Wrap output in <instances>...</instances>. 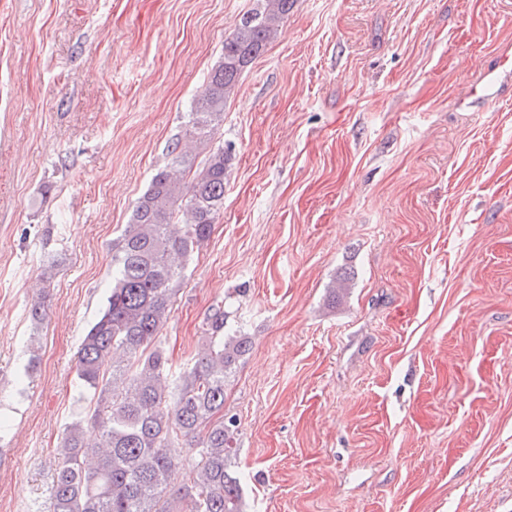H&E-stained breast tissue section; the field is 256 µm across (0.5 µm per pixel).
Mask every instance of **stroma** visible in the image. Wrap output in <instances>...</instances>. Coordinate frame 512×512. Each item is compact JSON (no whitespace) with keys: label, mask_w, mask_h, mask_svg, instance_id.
<instances>
[{"label":"stroma","mask_w":512,"mask_h":512,"mask_svg":"<svg viewBox=\"0 0 512 512\" xmlns=\"http://www.w3.org/2000/svg\"><path fill=\"white\" fill-rule=\"evenodd\" d=\"M252 5L0 0V512H47L112 242ZM504 54L512 0H296L241 74L160 340L226 298L251 340L244 512H512V101L463 100Z\"/></svg>","instance_id":"stroma-1"}]
</instances>
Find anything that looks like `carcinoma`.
I'll list each match as a JSON object with an SVG mask.
<instances>
[{
  "instance_id": "carcinoma-1",
  "label": "carcinoma",
  "mask_w": 512,
  "mask_h": 512,
  "mask_svg": "<svg viewBox=\"0 0 512 512\" xmlns=\"http://www.w3.org/2000/svg\"><path fill=\"white\" fill-rule=\"evenodd\" d=\"M295 0H254L224 38L168 161L112 243V283L76 353L79 383L93 409L67 428L58 449L49 512H244L232 469L239 421L224 414L226 381L251 341L228 325L224 302L205 318L207 346L173 370L159 340L182 289L186 261L209 240L224 211L232 148L209 145L240 75L265 50ZM97 433L85 437V427ZM183 438L198 459L177 488L171 443Z\"/></svg>"
}]
</instances>
